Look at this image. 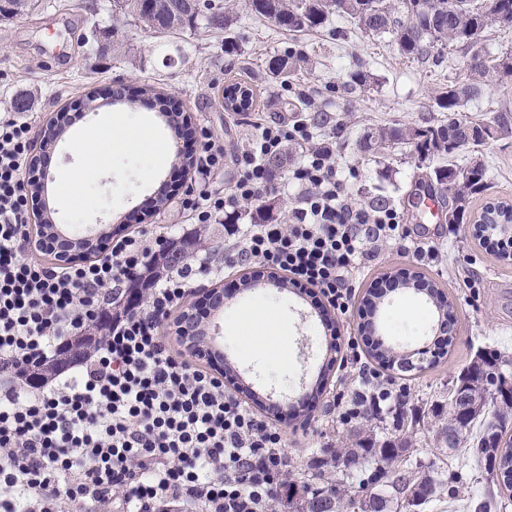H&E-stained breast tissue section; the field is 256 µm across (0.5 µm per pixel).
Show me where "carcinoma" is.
I'll list each match as a JSON object with an SVG mask.
<instances>
[{
    "instance_id": "carcinoma-1",
    "label": "carcinoma",
    "mask_w": 512,
    "mask_h": 512,
    "mask_svg": "<svg viewBox=\"0 0 512 512\" xmlns=\"http://www.w3.org/2000/svg\"><path fill=\"white\" fill-rule=\"evenodd\" d=\"M35 2L0 0V19L22 15ZM245 6L275 28L290 33L318 29L332 15H347L365 33L389 34L402 56L430 59L434 65L440 63L441 55L433 54L432 49H445L450 44L463 47L466 80L448 85L438 95V107L447 112L441 123L375 128L358 143L363 151L409 144L420 160L447 157L448 165L434 169V175L452 198L448 223H463L464 202L483 186L484 173L482 165L475 162L460 177L456 175L454 159L472 145L512 135V110L507 107L481 120L461 114L463 101L478 91L490 69L488 63L478 61L483 38L493 26L479 0H245ZM112 14L118 21L159 37L192 30L201 17L215 28L233 24L232 15L224 11V0H196L195 10L181 17L157 10L155 0H112ZM303 62V55L290 54L274 60L270 73L285 83ZM463 122L478 127L484 135L473 140L462 137L456 146L448 147V131L457 130ZM194 245L195 242L184 240L179 247L165 248L151 259L149 271L156 275L181 267ZM98 340L97 336L75 337L69 350L47 364L43 372L51 373L86 356ZM449 399V416H444L438 403L432 409L435 422L430 433L434 447L456 449L465 445L479 451L485 461L487 484L512 490V434H508L512 385L499 371L497 356L485 354L470 363L450 388ZM411 447L412 440L407 437L380 441L361 428L351 436V447L325 449L330 457L327 469L314 471L305 480L284 482L283 493L276 494V504L289 512H356L358 502L368 500L371 512H401V497L414 489L431 502L439 497L442 482L427 467L410 469L400 465L401 457ZM360 467L374 469L385 478V486L391 492L378 489L373 479L347 485L345 479Z\"/></svg>"
}]
</instances>
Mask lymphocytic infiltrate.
I'll use <instances>...</instances> for the list:
<instances>
[{"label": "lymphocytic infiltrate", "instance_id": "obj_1", "mask_svg": "<svg viewBox=\"0 0 512 512\" xmlns=\"http://www.w3.org/2000/svg\"><path fill=\"white\" fill-rule=\"evenodd\" d=\"M252 126L228 191L210 186L224 147L204 142L193 172L197 190L181 207L205 226L260 200L272 181L267 158L294 141L307 150L291 174L297 203L287 223L252 225L225 249L223 265L204 258L149 279L153 242L137 229L78 263L33 256L25 185L33 119L24 112L0 118V512H271L288 466L282 428L206 367L173 352L163 322L184 306L200 275L259 262L317 289L344 315L383 245L419 262L438 258L435 243L413 237L396 208L349 200L335 132L261 112ZM141 281L146 301L112 309L126 283ZM100 323L107 332L75 375L51 385L37 379L48 353ZM340 365L353 388L328 404L327 424L400 421L410 400L406 383L372 366L352 339Z\"/></svg>", "mask_w": 512, "mask_h": 512}]
</instances>
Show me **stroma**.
Masks as SVG:
<instances>
[{"instance_id": "obj_1", "label": "stroma", "mask_w": 512, "mask_h": 512, "mask_svg": "<svg viewBox=\"0 0 512 512\" xmlns=\"http://www.w3.org/2000/svg\"><path fill=\"white\" fill-rule=\"evenodd\" d=\"M224 4L236 22L221 30L201 24L157 38L139 27L125 26L128 50L120 56L99 51L103 31L113 24L112 0H39L34 11L0 22V113L12 111L17 95L30 94V110L36 113V128L41 131L58 110L81 111L83 100L94 90L119 89L125 97L138 100L140 106L132 112L121 105L99 109L102 117L130 113L142 126L116 143L104 172L86 175L76 206L50 197L53 217L66 227L77 214L87 227L108 225L118 231L137 224L152 236L192 239L194 257L208 256L216 265L224 262V227L185 221L179 203L187 188L186 175L172 160L161 157L158 139L149 130L150 125L162 123L151 108L155 96L173 97L191 129L187 138L167 131L172 150L198 151L206 131L223 142L224 169L211 181L221 190L237 179L235 159L253 132L248 113L224 108V88L231 81H245L253 91V109L273 119L309 122L323 113L344 120L336 164L355 173L347 183L349 198L358 205L381 201L397 208L407 224L432 238L441 252L435 263L422 267L395 248L384 247L372 277L388 273L399 281L407 273L421 272L452 302L456 320L452 345L428 352L422 369L408 375L410 400L403 422L376 421L371 428L384 440L413 437L415 444L404 456V466L432 467L444 480L438 500L422 506L421 512H475V498L488 490L485 469L463 449L434 448L428 432L431 405L447 401L460 372L486 352L498 354L501 372L512 381V262L503 261L496 251L467 235L464 225L449 223L447 207H440L432 219L422 218L414 206L415 195L428 184L437 160H418L406 145L378 151L356 146L369 128L415 126L436 116L438 94L465 76V54L448 47L441 64L433 66L402 57L388 35L362 34L343 15L332 16L325 29L290 34L253 15L244 0H224ZM228 41L238 43V51L225 53ZM291 51L302 53L307 62L284 85L272 79L268 64L272 57ZM358 68L369 74V86L346 89L349 74ZM505 103L512 105V80L493 71L483 79L478 94L465 101L462 113L481 118ZM303 154L302 145H290L283 167L274 175L268 199L274 204L276 221H285L295 203V191L287 181ZM462 160L482 163L487 169L484 188L470 196L467 214L494 200L512 201V137L473 146ZM467 267L481 278V295L476 300L459 286ZM235 283L232 277L200 282L204 288H223L227 298L222 309L208 310L206 322L217 333V346L236 367L234 385H249L252 402L262 405L271 396L284 401L293 383L324 379L322 390L309 403L284 402L280 410L288 432L286 474L297 477L307 471L312 453L341 445L349 435L350 426L325 424L324 409L329 396L349 388L351 379L337 363L325 360L318 296L306 288L286 292L265 285L242 293L236 291ZM259 301L276 311V334L288 345L287 358L248 353L236 340L233 314ZM422 305L412 291L389 293L382 307L389 336L411 335L417 325L416 310Z\"/></svg>"}]
</instances>
